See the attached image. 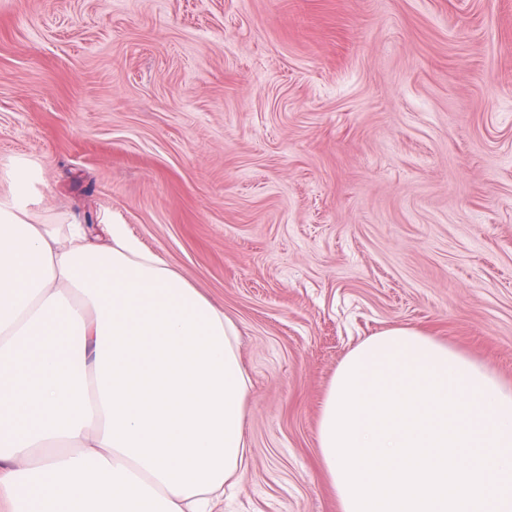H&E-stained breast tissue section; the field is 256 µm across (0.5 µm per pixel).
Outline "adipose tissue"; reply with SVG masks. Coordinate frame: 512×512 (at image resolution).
<instances>
[{
    "instance_id": "obj_1",
    "label": "adipose tissue",
    "mask_w": 512,
    "mask_h": 512,
    "mask_svg": "<svg viewBox=\"0 0 512 512\" xmlns=\"http://www.w3.org/2000/svg\"><path fill=\"white\" fill-rule=\"evenodd\" d=\"M0 200V497L9 512H216L250 463L238 329L125 225L36 221L38 178ZM368 370H451L473 429L512 442V382L422 330L355 346Z\"/></svg>"
}]
</instances>
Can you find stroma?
<instances>
[{"label":"stroma","instance_id":"1","mask_svg":"<svg viewBox=\"0 0 512 512\" xmlns=\"http://www.w3.org/2000/svg\"><path fill=\"white\" fill-rule=\"evenodd\" d=\"M17 159L237 324L224 512H337L318 410L366 336L512 380V0H0V199ZM336 373V371H335ZM335 373L325 391V394L323 396V399H322V403H321V407H320V413H319V419H318V424H317V431H316V438H317V444H318V448H319V464H320V467L322 469V472L324 474V477H325V480H326V483L334 490V493H335V496H336V503H337V507H338V511L337 512H348V510L345 511V508H344V494L341 496L340 495V492L335 484L336 482V475L333 474L332 475V472H330V470L332 471V462H328V460L325 459V455H324V446H322V434H321V430H323V434H324V427L322 428V425H324V418H328V414H326V410H328V398L330 396V398H332V382H333V379H334V382H335Z\"/></svg>","mask_w":512,"mask_h":512}]
</instances>
